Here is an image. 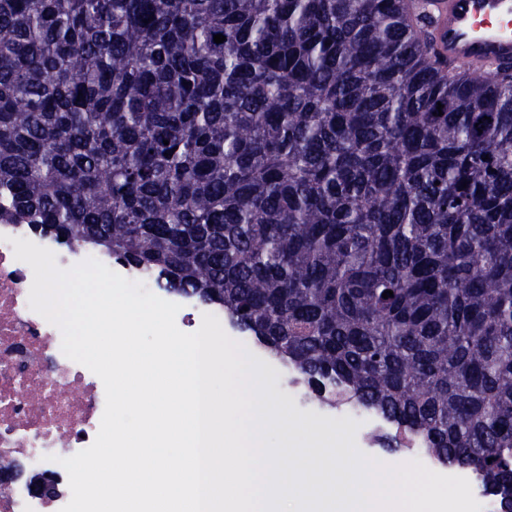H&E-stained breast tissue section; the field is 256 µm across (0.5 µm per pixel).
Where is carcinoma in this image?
<instances>
[{
	"label": "carcinoma",
	"instance_id": "cac0c4a2",
	"mask_svg": "<svg viewBox=\"0 0 512 512\" xmlns=\"http://www.w3.org/2000/svg\"><path fill=\"white\" fill-rule=\"evenodd\" d=\"M431 2L0 0V224L221 308L512 512V65L448 68Z\"/></svg>",
	"mask_w": 512,
	"mask_h": 512
}]
</instances>
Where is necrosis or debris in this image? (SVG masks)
Returning <instances> with one entry per match:
<instances>
[{
	"mask_svg": "<svg viewBox=\"0 0 512 512\" xmlns=\"http://www.w3.org/2000/svg\"><path fill=\"white\" fill-rule=\"evenodd\" d=\"M23 224H0V461L22 474L0 488V512H60L70 497L61 464L87 448L105 406L100 378L62 351L60 330L29 306L31 267L14 255ZM51 473L55 489L42 496L27 472Z\"/></svg>",
	"mask_w": 512,
	"mask_h": 512,
	"instance_id": "obj_1",
	"label": "necrosis or debris"
}]
</instances>
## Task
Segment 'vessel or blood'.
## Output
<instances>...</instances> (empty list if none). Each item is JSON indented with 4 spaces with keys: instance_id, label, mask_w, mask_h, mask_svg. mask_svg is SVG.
<instances>
[{
    "instance_id": "vessel-or-blood-1",
    "label": "vessel or blood",
    "mask_w": 512,
    "mask_h": 512,
    "mask_svg": "<svg viewBox=\"0 0 512 512\" xmlns=\"http://www.w3.org/2000/svg\"><path fill=\"white\" fill-rule=\"evenodd\" d=\"M432 34L455 65L512 64V0H435Z\"/></svg>"
}]
</instances>
